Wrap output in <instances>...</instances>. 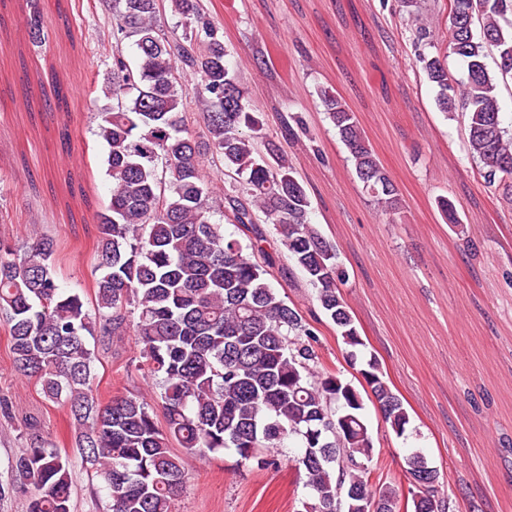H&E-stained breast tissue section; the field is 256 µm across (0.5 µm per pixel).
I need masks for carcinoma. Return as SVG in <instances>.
Instances as JSON below:
<instances>
[{
  "mask_svg": "<svg viewBox=\"0 0 512 512\" xmlns=\"http://www.w3.org/2000/svg\"><path fill=\"white\" fill-rule=\"evenodd\" d=\"M163 0H112L115 103L101 113L97 136L107 145L109 206L98 215L94 310L61 286L56 244L37 238L23 253L0 242V320L16 369L34 377L44 396L69 409L77 426L74 454L61 452L30 428L28 447L13 458V479L33 495L27 512H71L76 465L91 469L106 491V512H171L185 482V457L233 449L239 463L275 466L271 449L295 438V459L311 497L296 512H339L342 501L375 512H459L440 472L416 486L430 465L405 457L399 477H384L364 415L375 398L382 421L402 436L410 423L403 399L367 349L341 288L348 281L336 248L310 221L311 199L279 144L266 136L261 113L246 96L221 26L203 0H168L182 34L172 43L157 24ZM402 0L414 47L432 45L428 15ZM447 11L449 52L420 54L435 104L459 112L465 145L486 187L512 205V129L504 127L501 90L512 85V0H432ZM44 13L29 16L30 41L42 43ZM135 38L136 63L123 42ZM496 53L489 71L488 51ZM466 64L459 78L448 54ZM200 83L187 91L182 74ZM320 105L349 154L358 179L387 223L395 224L399 189L341 96L317 90ZM206 133L190 134V112ZM306 133L289 113L281 136ZM224 168L217 206L205 162ZM220 214L254 237L224 235ZM274 227L287 258L314 290L336 326L345 358L361 362L360 378L328 371L315 328L270 283L260 225ZM133 328L139 367L159 389L165 428L154 406L137 396L103 405L93 391L94 354L87 337L108 340ZM177 442L179 455L171 448Z\"/></svg>",
  "mask_w": 512,
  "mask_h": 512,
  "instance_id": "carcinoma-1",
  "label": "carcinoma"
}]
</instances>
